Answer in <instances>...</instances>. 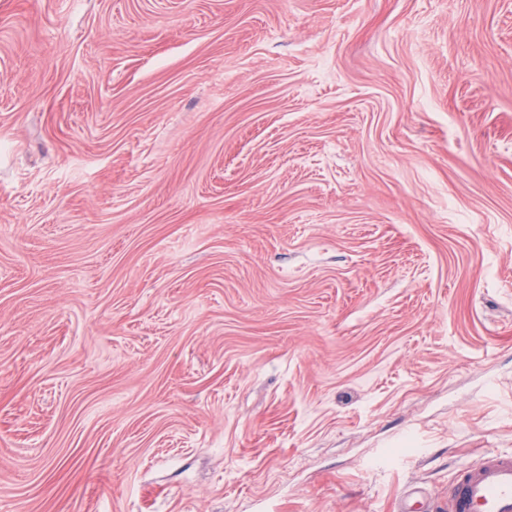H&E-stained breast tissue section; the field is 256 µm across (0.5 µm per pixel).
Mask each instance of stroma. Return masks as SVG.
Instances as JSON below:
<instances>
[{
  "label": "stroma",
  "instance_id": "35a3bbf8",
  "mask_svg": "<svg viewBox=\"0 0 512 512\" xmlns=\"http://www.w3.org/2000/svg\"><path fill=\"white\" fill-rule=\"evenodd\" d=\"M512 453V0H0V512H396Z\"/></svg>",
  "mask_w": 512,
  "mask_h": 512
}]
</instances>
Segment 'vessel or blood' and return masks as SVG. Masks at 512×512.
I'll list each match as a JSON object with an SVG mask.
<instances>
[{"instance_id": "b4317fda", "label": "vessel or blood", "mask_w": 512, "mask_h": 512, "mask_svg": "<svg viewBox=\"0 0 512 512\" xmlns=\"http://www.w3.org/2000/svg\"><path fill=\"white\" fill-rule=\"evenodd\" d=\"M397 512H512V454L485 452L457 475L444 497L408 483Z\"/></svg>"}]
</instances>
